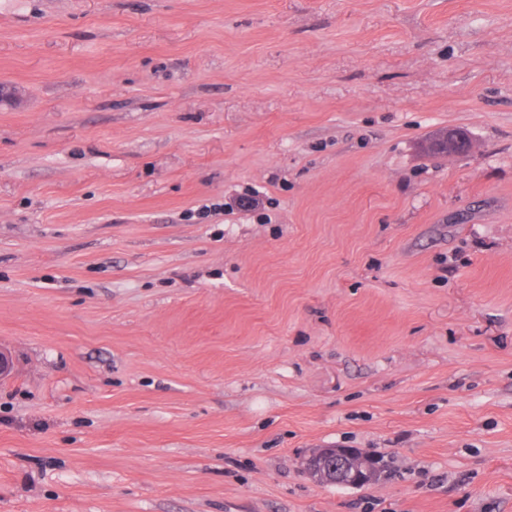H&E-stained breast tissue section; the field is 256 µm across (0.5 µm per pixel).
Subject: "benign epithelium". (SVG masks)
Returning <instances> with one entry per match:
<instances>
[{
    "instance_id": "benign-epithelium-1",
    "label": "benign epithelium",
    "mask_w": 512,
    "mask_h": 512,
    "mask_svg": "<svg viewBox=\"0 0 512 512\" xmlns=\"http://www.w3.org/2000/svg\"><path fill=\"white\" fill-rule=\"evenodd\" d=\"M471 140L460 129H444L427 139L429 153L463 155L470 150ZM303 472L320 485L348 486L357 489L373 480L374 466L365 454L348 448H314L301 462Z\"/></svg>"
}]
</instances>
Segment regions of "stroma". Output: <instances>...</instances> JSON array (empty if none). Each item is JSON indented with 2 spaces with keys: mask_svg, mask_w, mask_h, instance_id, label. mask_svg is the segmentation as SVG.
I'll return each mask as SVG.
<instances>
[{
  "mask_svg": "<svg viewBox=\"0 0 512 512\" xmlns=\"http://www.w3.org/2000/svg\"><path fill=\"white\" fill-rule=\"evenodd\" d=\"M0 85V512H512V0H0ZM471 140L460 129H444L428 138L424 148L429 153H442L444 155H463L470 150ZM357 452L362 453L358 449ZM348 448H314L301 462L303 472L320 485L348 486L353 489L373 480L374 466L365 454ZM377 470V481L388 473L390 464L380 456L369 455ZM336 481H340L339 483Z\"/></svg>",
  "mask_w": 512,
  "mask_h": 512,
  "instance_id": "1",
  "label": "stroma"
}]
</instances>
